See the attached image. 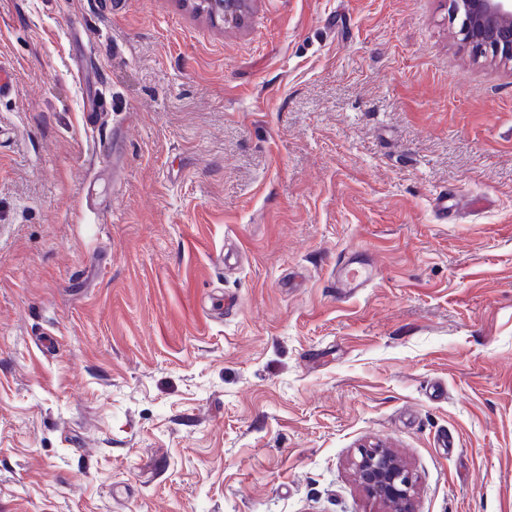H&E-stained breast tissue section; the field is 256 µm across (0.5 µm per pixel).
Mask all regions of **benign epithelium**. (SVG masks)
Here are the masks:
<instances>
[{"instance_id":"1","label":"benign epithelium","mask_w":512,"mask_h":512,"mask_svg":"<svg viewBox=\"0 0 512 512\" xmlns=\"http://www.w3.org/2000/svg\"><path fill=\"white\" fill-rule=\"evenodd\" d=\"M250 0H194L198 10L226 24L244 22ZM448 14L460 19L459 35L481 56L512 63V0H448ZM356 480L378 512H412L416 479L390 449L362 448L353 462Z\"/></svg>"}]
</instances>
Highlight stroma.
Returning a JSON list of instances; mask_svg holds the SVG:
<instances>
[{"label": "stroma", "mask_w": 512, "mask_h": 512, "mask_svg": "<svg viewBox=\"0 0 512 512\" xmlns=\"http://www.w3.org/2000/svg\"><path fill=\"white\" fill-rule=\"evenodd\" d=\"M458 30L0 0V512H377L378 441L413 512H512V68ZM358 259V255L351 254L344 257L341 265L336 269V277L332 288H336L337 295L352 293L357 288H364L370 281L372 272ZM356 480L378 512H412L416 479L389 448L379 444L361 448L353 462Z\"/></svg>", "instance_id": "obj_1"}]
</instances>
